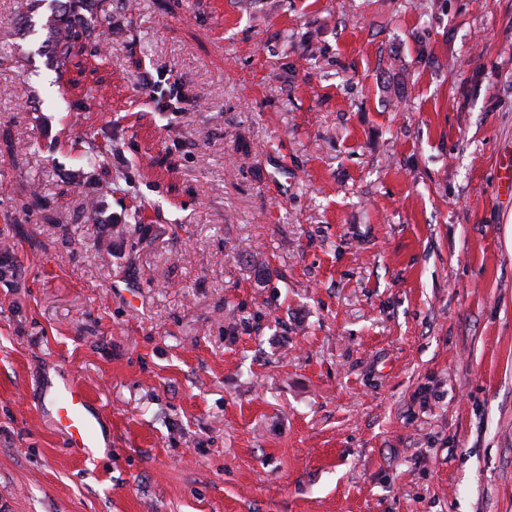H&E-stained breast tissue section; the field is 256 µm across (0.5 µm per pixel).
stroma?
Returning a JSON list of instances; mask_svg holds the SVG:
<instances>
[{
  "instance_id": "35a3bbf8",
  "label": "stroma",
  "mask_w": 512,
  "mask_h": 512,
  "mask_svg": "<svg viewBox=\"0 0 512 512\" xmlns=\"http://www.w3.org/2000/svg\"><path fill=\"white\" fill-rule=\"evenodd\" d=\"M106 12L61 78L0 0V512H512V0ZM91 187L86 192L83 204V217L99 218L105 213L107 199L112 196L111 181H91ZM108 234L107 237L102 241L100 251L103 255L112 256V247L117 239H125V236L132 233H138L144 238L149 231L142 226L143 224H118L112 223V219H108ZM113 241V243H112ZM51 395L52 420L55 427L65 435L71 452L81 458H105L108 448H95L99 437L100 421L92 408L87 389L69 378L46 385Z\"/></svg>"
}]
</instances>
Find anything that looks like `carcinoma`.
I'll return each mask as SVG.
<instances>
[{"label":"carcinoma","mask_w":512,"mask_h":512,"mask_svg":"<svg viewBox=\"0 0 512 512\" xmlns=\"http://www.w3.org/2000/svg\"><path fill=\"white\" fill-rule=\"evenodd\" d=\"M49 14L43 18L42 28L47 31L46 46L51 52L56 68L64 74L69 67L79 62V56L92 43L94 25L86 14L98 9V0H49ZM107 155L97 149L95 141L87 140L80 163L83 169L93 172L103 166ZM112 196V181L91 182L83 204V216L96 219L105 213L107 199ZM146 236L148 229L140 224L109 223L107 237L102 241L100 251L112 255L113 242L123 239L129 233ZM10 241L0 242V279L16 276V268L8 261Z\"/></svg>","instance_id":"cac0c4a2"}]
</instances>
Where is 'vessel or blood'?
<instances>
[{"label": "vessel or blood", "mask_w": 512, "mask_h": 512, "mask_svg": "<svg viewBox=\"0 0 512 512\" xmlns=\"http://www.w3.org/2000/svg\"><path fill=\"white\" fill-rule=\"evenodd\" d=\"M51 396L52 420L65 435L71 452L81 458H89L99 437L100 421L92 408L87 389L71 379L46 386Z\"/></svg>", "instance_id": "obj_1"}]
</instances>
